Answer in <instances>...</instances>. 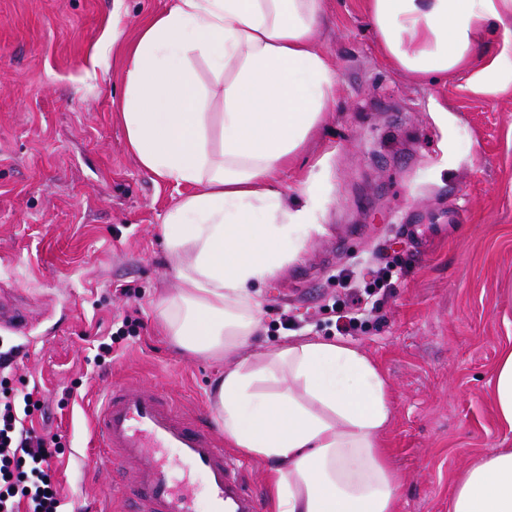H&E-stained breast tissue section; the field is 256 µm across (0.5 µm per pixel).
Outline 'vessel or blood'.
<instances>
[{"instance_id":"1","label":"vessel or blood","mask_w":512,"mask_h":512,"mask_svg":"<svg viewBox=\"0 0 512 512\" xmlns=\"http://www.w3.org/2000/svg\"><path fill=\"white\" fill-rule=\"evenodd\" d=\"M0 324L26 332L28 313L0 303ZM98 459L114 475L110 497L124 512H198L196 484H203L209 512H261L242 467L222 442L181 412L168 396L124 383L104 390L90 423ZM185 467L175 476L166 449Z\"/></svg>"}]
</instances>
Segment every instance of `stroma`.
Returning <instances> with one entry per match:
<instances>
[{"label": "stroma", "instance_id": "1", "mask_svg": "<svg viewBox=\"0 0 512 512\" xmlns=\"http://www.w3.org/2000/svg\"><path fill=\"white\" fill-rule=\"evenodd\" d=\"M174 0H0V287L31 310L9 379L37 383V428L62 435L56 474L68 512H98L102 468L88 423L100 388L144 382L215 426L210 392L221 363L160 332L174 293L162 233L184 185L155 183L126 144L112 105L124 91L123 52L109 42L113 15L127 40ZM317 38L340 78L324 123L289 169V186L315 173L324 191L300 256L260 290L252 349L315 337L356 347L383 371L392 419L382 436L400 478L396 512H448L461 472L489 448H512L490 380L512 342V93L485 100L463 74L423 83L387 63L364 0H328ZM448 116H437L439 104ZM416 224L423 254L401 227ZM393 285L348 333L333 303L367 283L376 260ZM127 295H120V288ZM136 335L109 342L125 311ZM296 317L286 329L282 314Z\"/></svg>", "mask_w": 512, "mask_h": 512}]
</instances>
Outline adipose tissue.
I'll return each instance as SVG.
<instances>
[{
	"label": "adipose tissue",
	"mask_w": 512,
	"mask_h": 512,
	"mask_svg": "<svg viewBox=\"0 0 512 512\" xmlns=\"http://www.w3.org/2000/svg\"><path fill=\"white\" fill-rule=\"evenodd\" d=\"M327 0H175L124 43L116 104L127 146L156 180L189 186L167 213L178 282L160 318L180 348L234 356L214 391L225 442L267 463L271 512H395L399 481L378 440L391 420L388 383L360 350L331 339L252 352L258 287L320 226L315 179L288 203V166L335 100L339 77L316 33ZM385 60L417 81L463 72L494 98L512 90V0H366ZM496 53L483 54L488 32ZM206 66L212 84L198 71ZM220 99V145L208 104ZM512 429V345L490 381ZM449 512H512V448H491L457 480Z\"/></svg>",
	"instance_id": "obj_1"
}]
</instances>
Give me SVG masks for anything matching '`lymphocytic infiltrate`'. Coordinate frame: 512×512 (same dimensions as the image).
I'll return each mask as SVG.
<instances>
[{"label": "lymphocytic infiltrate", "mask_w": 512, "mask_h": 512, "mask_svg": "<svg viewBox=\"0 0 512 512\" xmlns=\"http://www.w3.org/2000/svg\"><path fill=\"white\" fill-rule=\"evenodd\" d=\"M38 388L0 393V512H64L55 479L60 438L34 428Z\"/></svg>", "instance_id": "obj_1"}]
</instances>
